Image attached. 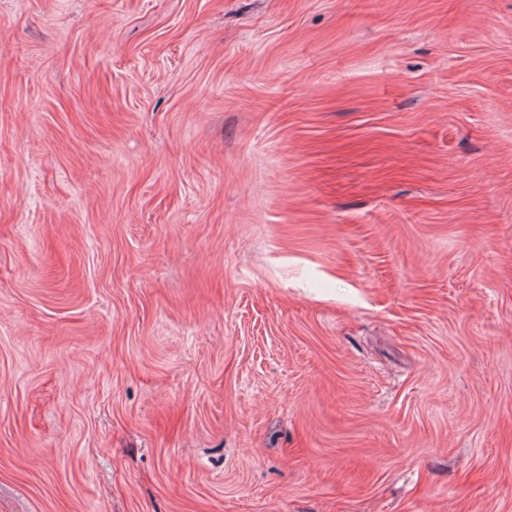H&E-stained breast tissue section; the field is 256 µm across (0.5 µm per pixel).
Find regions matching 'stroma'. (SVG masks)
I'll return each instance as SVG.
<instances>
[{
  "mask_svg": "<svg viewBox=\"0 0 512 512\" xmlns=\"http://www.w3.org/2000/svg\"><path fill=\"white\" fill-rule=\"evenodd\" d=\"M0 512H512V0H0Z\"/></svg>",
  "mask_w": 512,
  "mask_h": 512,
  "instance_id": "stroma-1",
  "label": "stroma"
}]
</instances>
